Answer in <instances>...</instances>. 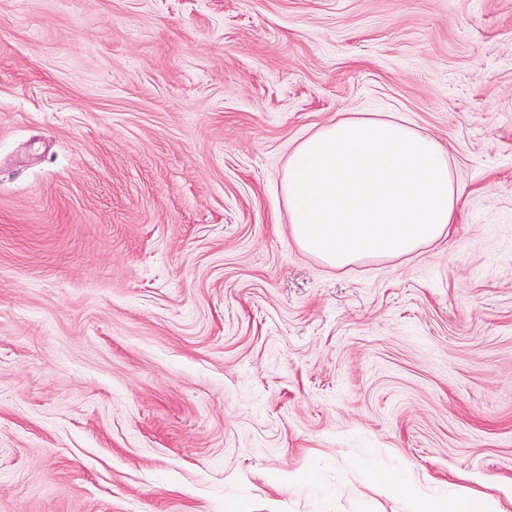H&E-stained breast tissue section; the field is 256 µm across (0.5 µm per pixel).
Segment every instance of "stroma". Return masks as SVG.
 Wrapping results in <instances>:
<instances>
[{
	"instance_id": "35a3bbf8",
	"label": "stroma",
	"mask_w": 512,
	"mask_h": 512,
	"mask_svg": "<svg viewBox=\"0 0 512 512\" xmlns=\"http://www.w3.org/2000/svg\"><path fill=\"white\" fill-rule=\"evenodd\" d=\"M357 113L461 209L336 269L279 184ZM370 459L512 495V0H0V512H398Z\"/></svg>"
}]
</instances>
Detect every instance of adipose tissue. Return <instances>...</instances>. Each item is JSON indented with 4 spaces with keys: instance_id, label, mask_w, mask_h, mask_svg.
<instances>
[{
    "instance_id": "ef3b65f1",
    "label": "adipose tissue",
    "mask_w": 512,
    "mask_h": 512,
    "mask_svg": "<svg viewBox=\"0 0 512 512\" xmlns=\"http://www.w3.org/2000/svg\"><path fill=\"white\" fill-rule=\"evenodd\" d=\"M281 195L296 244L337 268L433 244L449 234L461 199L445 146L392 115L343 117L305 138L288 159ZM364 473L401 512H503L429 476L375 464Z\"/></svg>"
}]
</instances>
